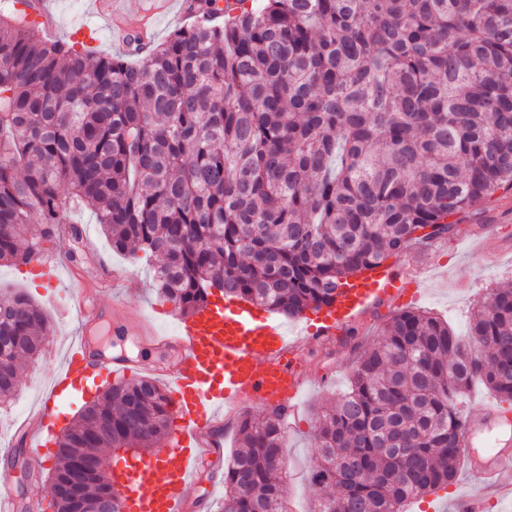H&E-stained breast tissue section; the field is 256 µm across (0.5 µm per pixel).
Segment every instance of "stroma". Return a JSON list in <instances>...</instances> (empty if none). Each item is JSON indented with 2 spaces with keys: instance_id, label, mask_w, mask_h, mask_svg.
I'll return each instance as SVG.
<instances>
[{
  "instance_id": "35a3bbf8",
  "label": "stroma",
  "mask_w": 512,
  "mask_h": 512,
  "mask_svg": "<svg viewBox=\"0 0 512 512\" xmlns=\"http://www.w3.org/2000/svg\"><path fill=\"white\" fill-rule=\"evenodd\" d=\"M57 12V36L86 43L104 54L118 53V46L105 29L85 28L86 0H58ZM70 220L82 232L81 246L88 256L87 265L102 262L127 274L122 281H107L98 288L97 301L116 300L119 315L127 319L125 333L118 336L111 327L102 326L96 335L98 346L111 350L113 355L155 365L171 362V352L143 341L137 334L138 322L143 318L165 333L175 332L181 320L174 303L159 297L155 289L153 271L158 259L141 252L132 256L113 251L90 210H73ZM491 236L497 241L492 260L474 262V251ZM70 245V240H63L61 248L43 255L44 261L60 270L61 285L53 290L45 288L35 265L0 263V291L24 294L40 307L62 348L77 332L73 292L82 286L87 267L72 265L66 259L65 250ZM389 263L417 282L420 295L416 309L434 313L446 319L457 334H466L471 316L492 289L512 288V190L498 191L458 215L455 230L448 237L427 248L410 247L390 258ZM407 307L406 300L395 296L379 299L353 322L351 329L340 330L324 341L301 345L296 360L304 384L294 414L285 420L288 499L292 512H309L323 495L308 477L316 456L312 434L319 414L348 390V369L383 336L391 318ZM58 365V360L43 355L22 361L17 391L10 402L0 405V482L8 484L13 494H20L32 475L38 479L43 496L51 494L54 466L50 459L56 452L54 444L41 448V455L47 459L43 466L34 464L27 454L19 462H12L11 454L21 436L27 435L31 415ZM468 494L483 495L488 502L486 512H512V500H497L491 489L480 486L464 471L446 489L409 504L407 512H454L457 498ZM223 498L224 484L218 479L216 465L204 462L196 484L189 491L185 512H216Z\"/></svg>"
}]
</instances>
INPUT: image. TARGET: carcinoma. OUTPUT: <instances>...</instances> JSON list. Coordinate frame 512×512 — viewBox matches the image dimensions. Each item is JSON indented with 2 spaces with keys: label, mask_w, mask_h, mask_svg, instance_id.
Listing matches in <instances>:
<instances>
[{
  "label": "carcinoma",
  "mask_w": 512,
  "mask_h": 512,
  "mask_svg": "<svg viewBox=\"0 0 512 512\" xmlns=\"http://www.w3.org/2000/svg\"><path fill=\"white\" fill-rule=\"evenodd\" d=\"M0 7V262L25 264L91 209L118 252L161 260L183 316L210 289L291 317L512 189V0H195L143 55L48 39L40 0ZM38 225L30 228L33 217ZM50 330L0 296V403ZM512 407V288L466 335L393 316L323 411L315 512H402L453 483L474 379ZM150 377L119 380L57 440L53 487L101 448L150 450L170 427ZM217 512H286L282 415H243Z\"/></svg>",
  "instance_id": "obj_1"
}]
</instances>
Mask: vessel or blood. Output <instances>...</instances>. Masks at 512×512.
Returning a JSON list of instances; mask_svg holds the SVG:
<instances>
[{
    "mask_svg": "<svg viewBox=\"0 0 512 512\" xmlns=\"http://www.w3.org/2000/svg\"><path fill=\"white\" fill-rule=\"evenodd\" d=\"M112 0H93L92 15L114 35L128 29L116 24ZM400 270L386 268L349 283L348 293L308 326V340L334 336L369 304L387 295L406 294ZM82 336L65 350L48 391L40 399L41 421L53 422L67 388L114 373L138 372V365L96 356L89 336L103 316V307L87 289L76 292ZM139 335L174 352L173 362L160 368L171 390V432L167 444L153 455L112 471V492L118 512H185L188 492L202 458L218 456L222 444L214 436L225 416L251 401L293 411L302 379L295 364L296 350L286 329L267 312L239 300L218 299L190 318L174 333H161L141 322ZM499 410L488 407L465 423L466 439L500 422ZM470 476L494 485L500 497L512 498V441H495L492 451L467 460Z\"/></svg>",
    "mask_w": 512,
    "mask_h": 512,
    "instance_id": "b4317fda",
    "label": "vessel or blood"
}]
</instances>
